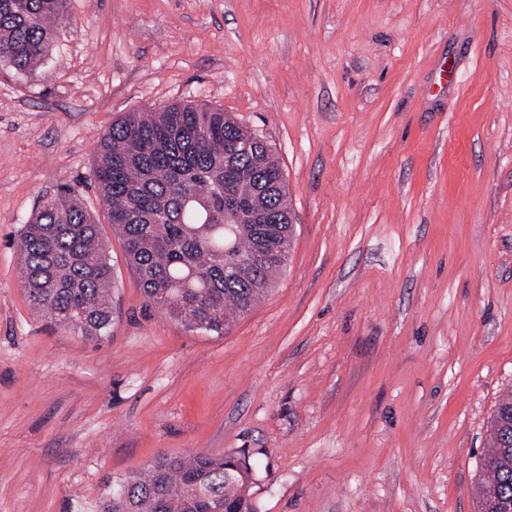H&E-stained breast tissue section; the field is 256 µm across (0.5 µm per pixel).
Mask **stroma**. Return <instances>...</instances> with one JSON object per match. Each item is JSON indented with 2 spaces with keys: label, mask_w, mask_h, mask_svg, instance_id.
<instances>
[{
  "label": "stroma",
  "mask_w": 512,
  "mask_h": 512,
  "mask_svg": "<svg viewBox=\"0 0 512 512\" xmlns=\"http://www.w3.org/2000/svg\"><path fill=\"white\" fill-rule=\"evenodd\" d=\"M190 101L273 147L292 213L220 335L148 304L93 179L115 121ZM64 184L112 265L100 339L17 276ZM511 387L512 0H70L33 71L0 56V512L240 449L257 512H477Z\"/></svg>",
  "instance_id": "1"
}]
</instances>
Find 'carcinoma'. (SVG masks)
Here are the masks:
<instances>
[{
  "mask_svg": "<svg viewBox=\"0 0 512 512\" xmlns=\"http://www.w3.org/2000/svg\"><path fill=\"white\" fill-rule=\"evenodd\" d=\"M69 0H0V53L29 72L53 43ZM241 125L204 104L129 112L100 140L93 177L108 220L148 300L189 326L221 334L224 318L264 297L290 247L280 163L263 140L237 147ZM20 285L57 325L99 339L112 325V267L99 224L74 188L22 228ZM481 458L478 512H512V389L498 402ZM243 451L161 454L63 512H256ZM195 486L201 497L191 499Z\"/></svg>",
  "mask_w": 512,
  "mask_h": 512,
  "instance_id": "carcinoma-1",
  "label": "carcinoma"
}]
</instances>
